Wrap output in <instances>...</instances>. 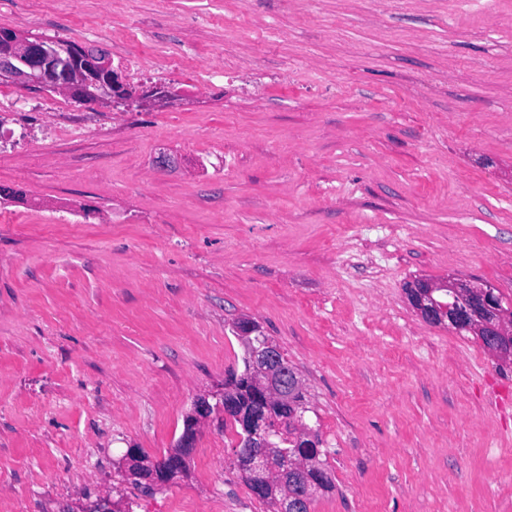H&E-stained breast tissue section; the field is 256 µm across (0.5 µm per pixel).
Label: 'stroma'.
I'll use <instances>...</instances> for the list:
<instances>
[{"label": "stroma", "mask_w": 512, "mask_h": 512, "mask_svg": "<svg viewBox=\"0 0 512 512\" xmlns=\"http://www.w3.org/2000/svg\"><path fill=\"white\" fill-rule=\"evenodd\" d=\"M0 27L156 49L168 107L5 84L0 512H273L201 420L256 321L334 488L311 512H512V367L425 323L454 276L512 304V0H0ZM212 71L200 89L166 71ZM196 420L190 415L186 417L184 422V432L180 440L179 448L176 449V452L170 455L167 459L160 461L154 466V474L157 476L155 482H166L177 470L184 467L183 454L186 451V448L189 447L190 441L194 439ZM187 438L185 442L188 446H183V442ZM153 479V480H155ZM152 480V481H153Z\"/></svg>", "instance_id": "obj_1"}]
</instances>
